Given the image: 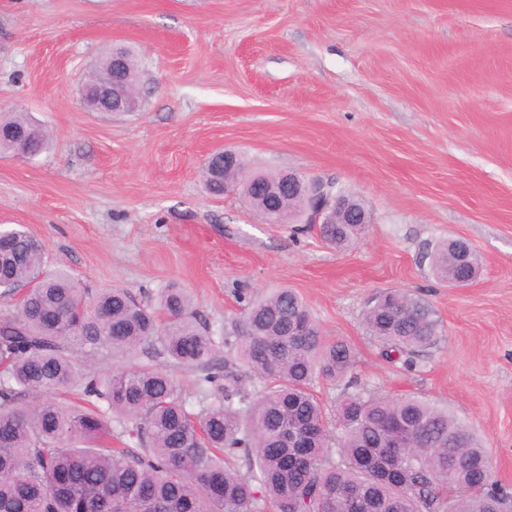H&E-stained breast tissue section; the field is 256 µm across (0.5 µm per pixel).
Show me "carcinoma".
Here are the masks:
<instances>
[{"mask_svg":"<svg viewBox=\"0 0 512 512\" xmlns=\"http://www.w3.org/2000/svg\"><path fill=\"white\" fill-rule=\"evenodd\" d=\"M115 56L126 62L125 85L139 91L141 61L125 45L88 79L108 80ZM51 142L28 113H0L1 158L34 157ZM202 179L214 196L241 190L267 224L302 222L298 195L281 197L275 213L266 205L281 171L250 174L239 154L224 167L206 163ZM326 194L332 223L319 234L343 250L369 228L346 223L348 213L371 216L346 190L336 207L332 182ZM427 258L450 285L483 267L449 239ZM19 294L15 310L0 311V512H512V491L495 479L481 440L445 409L350 391L330 431L313 385L353 387L356 351L323 336L291 289L246 300L215 336L187 289L169 284L153 304L125 288L91 296L47 268L44 244L24 226H0V297ZM299 323L308 335H293ZM362 323L386 359L408 367L442 335L428 301L393 289L370 298ZM104 349L121 359L107 378L83 365ZM173 368L197 373L212 403L188 405ZM244 372L260 389L243 386ZM75 389L79 401H55ZM114 423L127 436L120 448L110 442Z\"/></svg>","mask_w":512,"mask_h":512,"instance_id":"carcinoma-1","label":"carcinoma"}]
</instances>
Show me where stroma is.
I'll return each instance as SVG.
<instances>
[{
  "label": "stroma",
  "instance_id": "obj_1",
  "mask_svg": "<svg viewBox=\"0 0 512 512\" xmlns=\"http://www.w3.org/2000/svg\"><path fill=\"white\" fill-rule=\"evenodd\" d=\"M117 44L143 62L144 107L110 120L78 88ZM17 110L54 143L0 157V224L40 238L50 268L145 303L178 283L218 336L241 296L293 289L354 346L361 389L448 409L512 485V0H0V112ZM220 148L336 183L367 234L336 250L207 194ZM448 238L483 257L467 287L430 271ZM387 288L443 325L410 368L362 327Z\"/></svg>",
  "mask_w": 512,
  "mask_h": 512
}]
</instances>
